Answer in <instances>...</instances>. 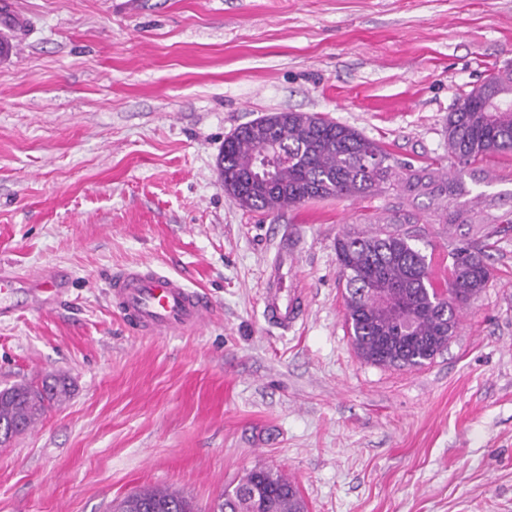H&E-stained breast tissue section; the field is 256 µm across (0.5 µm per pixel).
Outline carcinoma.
I'll return each instance as SVG.
<instances>
[{"mask_svg":"<svg viewBox=\"0 0 512 512\" xmlns=\"http://www.w3.org/2000/svg\"><path fill=\"white\" fill-rule=\"evenodd\" d=\"M487 79L504 104L486 107L484 86L465 93L448 113V155L467 167L512 151V64L493 68ZM271 186L251 185V174L265 146ZM224 192L243 209L278 213L315 199H366L382 192L398 199L424 196L432 209H389L381 224H446L448 200L469 195L465 181L450 179L434 164L397 162L378 142L356 129L316 113L274 112L245 123L224 139L218 157ZM398 229L336 238V259L346 280V320L358 355L379 366L414 369L432 361L458 327L457 309L487 287L492 270L481 253L458 247L448 265L447 293L433 287L431 261ZM64 380L40 387L16 384L0 391V438L32 427L54 400L66 396ZM244 490H232L213 512H305L297 487L268 468L245 477ZM111 512H197L176 491L145 488L110 506Z\"/></svg>","mask_w":512,"mask_h":512,"instance_id":"cac0c4a2","label":"carcinoma"}]
</instances>
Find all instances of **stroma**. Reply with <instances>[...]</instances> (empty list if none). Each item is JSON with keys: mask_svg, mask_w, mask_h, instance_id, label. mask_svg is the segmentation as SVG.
Segmentation results:
<instances>
[{"mask_svg": "<svg viewBox=\"0 0 512 512\" xmlns=\"http://www.w3.org/2000/svg\"><path fill=\"white\" fill-rule=\"evenodd\" d=\"M0 56V269L59 271L48 308L0 299V390L65 379L34 429L0 442V512H107L146 487L212 504L257 467L305 512H512V224H411L438 287L481 250L487 287L432 363L359 357L338 236L396 199L248 211L217 158L239 125L317 113L398 161L457 166L445 126L512 61V0H12ZM468 182L512 211V153ZM157 266L208 299L201 329L140 336L113 271ZM301 289L290 332L264 316L272 266Z\"/></svg>", "mask_w": 512, "mask_h": 512, "instance_id": "1", "label": "stroma"}]
</instances>
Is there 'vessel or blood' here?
<instances>
[{"mask_svg": "<svg viewBox=\"0 0 512 512\" xmlns=\"http://www.w3.org/2000/svg\"><path fill=\"white\" fill-rule=\"evenodd\" d=\"M113 306L129 325L144 335L201 328L210 317L205 298L184 279L153 268H120L110 281ZM301 311L299 295L283 296L281 289L267 291L266 317L288 328Z\"/></svg>", "mask_w": 512, "mask_h": 512, "instance_id": "vessel-or-blood-1", "label": "vessel or blood"}]
</instances>
